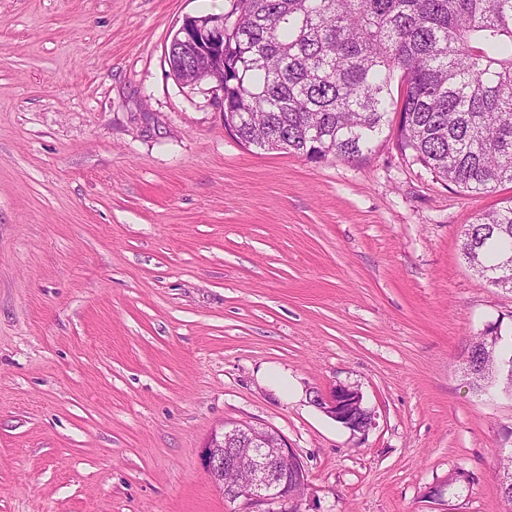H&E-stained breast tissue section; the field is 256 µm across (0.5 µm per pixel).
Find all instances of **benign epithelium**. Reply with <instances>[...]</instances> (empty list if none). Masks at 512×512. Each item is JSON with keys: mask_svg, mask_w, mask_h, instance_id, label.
Listing matches in <instances>:
<instances>
[{"mask_svg": "<svg viewBox=\"0 0 512 512\" xmlns=\"http://www.w3.org/2000/svg\"><path fill=\"white\" fill-rule=\"evenodd\" d=\"M177 47L192 60L187 77L170 69L178 82L193 85L215 83L224 92V74L215 71L224 58V17H187L174 33ZM320 409L352 433L366 431L373 422L371 411L357 419L363 396L348 385L335 384L316 395ZM206 471L211 484L232 502L243 501V512H286L288 503L300 500L293 470L304 465L294 449L277 432L247 423H225L213 430L204 444Z\"/></svg>", "mask_w": 512, "mask_h": 512, "instance_id": "7a95c632", "label": "benign epithelium"}]
</instances>
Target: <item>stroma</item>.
Instances as JSON below:
<instances>
[{
	"label": "stroma",
	"mask_w": 512,
	"mask_h": 512,
	"mask_svg": "<svg viewBox=\"0 0 512 512\" xmlns=\"http://www.w3.org/2000/svg\"><path fill=\"white\" fill-rule=\"evenodd\" d=\"M232 4L0 0V512H236L202 456L226 422L295 449L301 512H503L512 396L461 352L512 292L459 236L512 183L463 193L391 130L353 161L241 143L166 58ZM334 384L366 432L312 402ZM258 377L260 381L270 388L279 398L285 401L300 400L303 397V390L297 386L288 375V371L281 368H268L262 370Z\"/></svg>",
	"instance_id": "1"
}]
</instances>
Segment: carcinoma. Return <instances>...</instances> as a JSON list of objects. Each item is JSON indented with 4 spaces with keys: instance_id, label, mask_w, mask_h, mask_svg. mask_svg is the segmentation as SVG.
I'll use <instances>...</instances> for the list:
<instances>
[{
    "instance_id": "obj_1",
    "label": "carcinoma",
    "mask_w": 512,
    "mask_h": 512,
    "mask_svg": "<svg viewBox=\"0 0 512 512\" xmlns=\"http://www.w3.org/2000/svg\"><path fill=\"white\" fill-rule=\"evenodd\" d=\"M400 73V90L391 85ZM397 147L471 194L512 182V0H236L224 15V124L309 161ZM460 253L512 290V200L465 226ZM472 389L512 392V340L469 343ZM512 504V456L499 460Z\"/></svg>"
}]
</instances>
